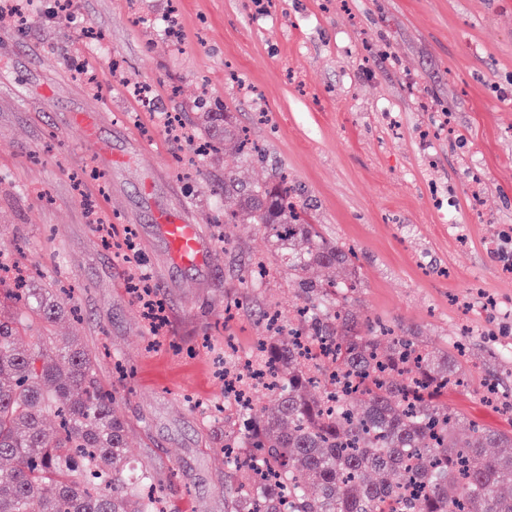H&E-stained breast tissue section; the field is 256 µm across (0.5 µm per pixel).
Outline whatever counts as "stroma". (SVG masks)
Returning <instances> with one entry per match:
<instances>
[{
	"label": "stroma",
	"mask_w": 512,
	"mask_h": 512,
	"mask_svg": "<svg viewBox=\"0 0 512 512\" xmlns=\"http://www.w3.org/2000/svg\"><path fill=\"white\" fill-rule=\"evenodd\" d=\"M55 6L0 25V248L22 243L43 282L72 288L82 318L56 338L81 337L104 375L126 365L115 384L132 457L177 470L179 512H224V462L186 399L220 400L225 336L250 349L260 310L298 302L283 267L248 292L245 272L271 255L255 226L218 241L229 172L282 169L325 235L354 248L362 320L434 347L464 336L470 386L449 405L512 431L483 393L495 378L512 395V0H82L69 23ZM173 13L177 45L162 34ZM131 84L151 89L152 109ZM94 109L108 158L77 124ZM201 112L231 113L262 155H210L182 174L187 143L158 120ZM167 212L203 228L205 263H170ZM142 278L157 330L131 289Z\"/></svg>",
	"instance_id": "stroma-1"
}]
</instances>
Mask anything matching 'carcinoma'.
<instances>
[{
	"mask_svg": "<svg viewBox=\"0 0 512 512\" xmlns=\"http://www.w3.org/2000/svg\"><path fill=\"white\" fill-rule=\"evenodd\" d=\"M223 118L203 113L190 139L255 152ZM224 193L234 200L224 223L263 231L300 291L296 331L277 313L259 318L273 405L236 411L230 430L227 416L205 418L224 454V512H512V434L472 422L459 435L466 420L448 392L468 380L448 349L360 330L354 252L323 237L283 172L256 185L229 174ZM312 266L328 278L307 279ZM39 280L0 276V512H174L156 503L177 472L130 467L117 387L78 337L53 344L54 324L80 309ZM302 337L334 353L311 360Z\"/></svg>",
	"mask_w": 512,
	"mask_h": 512,
	"instance_id": "1",
	"label": "carcinoma"
}]
</instances>
